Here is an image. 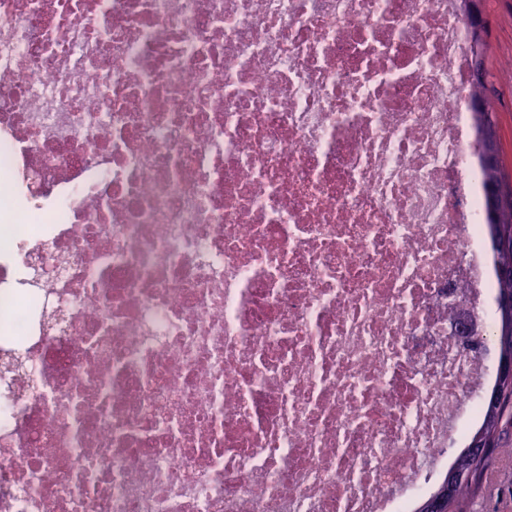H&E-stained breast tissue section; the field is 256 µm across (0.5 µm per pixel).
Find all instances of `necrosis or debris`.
<instances>
[{
    "mask_svg": "<svg viewBox=\"0 0 512 512\" xmlns=\"http://www.w3.org/2000/svg\"><path fill=\"white\" fill-rule=\"evenodd\" d=\"M463 0H0V512H415L496 323Z\"/></svg>",
    "mask_w": 512,
    "mask_h": 512,
    "instance_id": "necrosis-or-debris-1",
    "label": "necrosis or debris"
}]
</instances>
